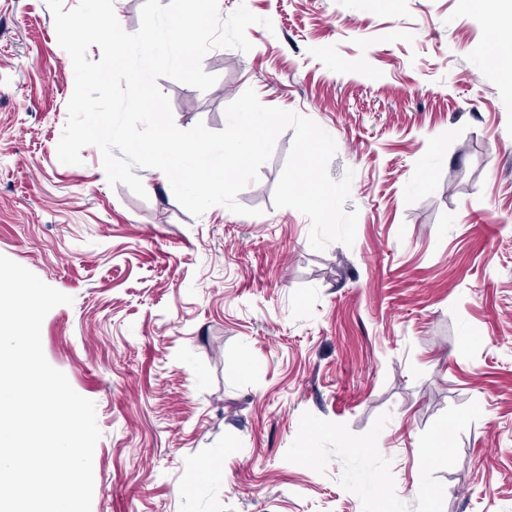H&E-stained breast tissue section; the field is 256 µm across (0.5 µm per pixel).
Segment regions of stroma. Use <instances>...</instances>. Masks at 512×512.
I'll return each mask as SVG.
<instances>
[{"label": "stroma", "instance_id": "1", "mask_svg": "<svg viewBox=\"0 0 512 512\" xmlns=\"http://www.w3.org/2000/svg\"><path fill=\"white\" fill-rule=\"evenodd\" d=\"M241 4L272 29L208 52L209 90L159 79L174 121L221 130L249 88L311 118L353 246L274 206L290 129L249 216L60 163L72 63L45 0H0V255L73 299L41 340L96 404L91 512H512V81L484 52L512 0Z\"/></svg>", "mask_w": 512, "mask_h": 512}]
</instances>
